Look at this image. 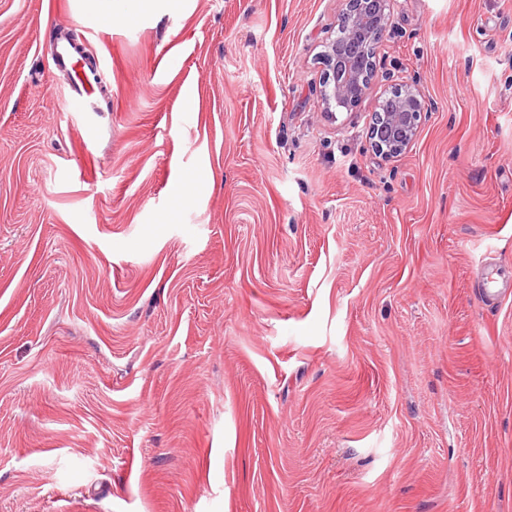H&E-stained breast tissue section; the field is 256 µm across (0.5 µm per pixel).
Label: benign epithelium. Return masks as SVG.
I'll return each mask as SVG.
<instances>
[{
    "label": "benign epithelium",
    "mask_w": 512,
    "mask_h": 512,
    "mask_svg": "<svg viewBox=\"0 0 512 512\" xmlns=\"http://www.w3.org/2000/svg\"><path fill=\"white\" fill-rule=\"evenodd\" d=\"M340 35L322 52L320 95L326 108H347L365 94L375 76V41L379 40L396 0H344ZM424 104L419 91L406 81L391 85L382 112L372 114L369 144L384 158H393L413 143Z\"/></svg>",
    "instance_id": "obj_1"
}]
</instances>
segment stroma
Here are the masks:
<instances>
[{
  "instance_id": "35a3bbf8",
  "label": "stroma",
  "mask_w": 512,
  "mask_h": 512,
  "mask_svg": "<svg viewBox=\"0 0 512 512\" xmlns=\"http://www.w3.org/2000/svg\"><path fill=\"white\" fill-rule=\"evenodd\" d=\"M0 0V512H512V0ZM102 60L84 145L49 46ZM425 109L369 146L391 76ZM195 178V198L178 196ZM340 35L322 52L320 95L326 108H347L365 94L375 76V43L396 0H344ZM376 41V42H375ZM366 46V47H365ZM512 281L509 282L507 280H499L492 275L486 276L483 280V285L481 288V297L482 299L489 304H494L501 297L506 296L507 294L512 295Z\"/></svg>"
}]
</instances>
